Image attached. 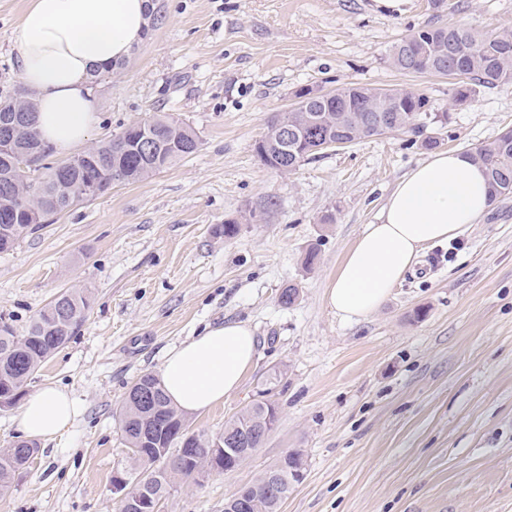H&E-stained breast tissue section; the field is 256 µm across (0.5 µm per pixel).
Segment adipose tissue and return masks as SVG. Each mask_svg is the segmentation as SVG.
Here are the masks:
<instances>
[{
  "mask_svg": "<svg viewBox=\"0 0 512 512\" xmlns=\"http://www.w3.org/2000/svg\"><path fill=\"white\" fill-rule=\"evenodd\" d=\"M147 7L148 0H29L18 27L16 61L45 142L67 150L88 140L96 121L90 79L141 41ZM490 206L479 163L463 151L432 153L396 182L376 221L364 226L347 251L327 293L329 306L349 322L371 315L426 246L455 238ZM256 348L247 323L210 327L168 351L159 379L173 406L200 413L239 388ZM79 414L66 389L45 386L26 396L16 425L22 436L47 442Z\"/></svg>",
  "mask_w": 512,
  "mask_h": 512,
  "instance_id": "1",
  "label": "adipose tissue"
}]
</instances>
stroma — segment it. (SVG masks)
Here are the masks:
<instances>
[{"label":"stroma","mask_w":512,"mask_h":512,"mask_svg":"<svg viewBox=\"0 0 512 512\" xmlns=\"http://www.w3.org/2000/svg\"><path fill=\"white\" fill-rule=\"evenodd\" d=\"M28 2L0 0V90L21 82L14 37ZM160 2L161 20L94 87L90 141L169 113L199 148L0 254V320L16 333L61 289L90 301L75 339L27 384L66 388L81 414L39 443L0 512H116L114 476L136 475L117 407L170 348L232 320L253 328L256 360L189 428L223 432L265 390L278 423L235 471L178 482L161 512H224L294 448L308 472L282 512H512V196L427 247L366 319L344 321L326 300L364 225L429 156L425 138L467 150L512 127V86L458 105L448 77L393 68L391 46L426 24L512 29V0H405L399 13L375 0ZM351 83L419 90L432 118L420 134L327 149L287 173L261 161L256 142L297 90ZM227 221L238 226L229 239Z\"/></svg>","instance_id":"35a3bbf8"}]
</instances>
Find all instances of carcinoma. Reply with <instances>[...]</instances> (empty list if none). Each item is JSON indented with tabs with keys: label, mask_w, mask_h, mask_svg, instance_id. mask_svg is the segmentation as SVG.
<instances>
[{
	"label": "carcinoma",
	"mask_w": 512,
	"mask_h": 512,
	"mask_svg": "<svg viewBox=\"0 0 512 512\" xmlns=\"http://www.w3.org/2000/svg\"><path fill=\"white\" fill-rule=\"evenodd\" d=\"M390 65L405 73H433L454 79L453 99L464 104L482 89L512 85V30L483 34L463 24L424 26L395 42L389 52ZM337 95L315 104L320 115L321 130L332 140L345 139L353 144L377 136L372 124L389 118L393 131L421 132L426 126L427 97L412 89L390 90L368 85L345 84L336 88ZM20 111L34 112L33 103L20 90H7L0 95V120ZM306 113L284 112L273 116L269 124L286 122L292 128L303 126ZM146 132L159 137L156 150L149 156L136 151V145ZM122 143L111 138L89 146L70 158V180L62 185L56 175L59 163L49 161L54 151H44L35 159L36 177L25 197L24 209L16 206L20 192H10L12 161L17 154L38 148L40 138L36 126L28 136L17 142L10 152L0 151V240L16 244L28 232L35 230L33 218L41 223L73 205L71 199L81 186L97 180L107 171L121 183H136L193 155L198 136L188 125L164 114L147 121L129 123L121 132ZM257 154L272 169L287 166L273 149L258 142ZM471 156L485 169L492 198L512 194V129L502 131L493 141L469 149ZM89 309L88 296L66 288L57 293L30 321L25 332L17 335L11 325L0 326V399L3 408L17 404L28 379L41 365L77 335ZM135 384H148L155 392L154 406L146 410L130 399L123 400L117 417L121 437L130 459L142 469L141 476L152 483V494L165 498L177 484L195 469L209 447V438L188 431L182 413L175 409L158 376L144 374ZM278 412L274 401L261 398L224 423L232 428L244 422H257ZM176 452H171V449ZM37 453L34 444L14 443L0 448V498L8 495L16 473L28 456ZM308 467L303 451L282 456L276 464L251 484L255 493L250 512H281L283 503L293 492L297 481L288 465ZM279 472L282 479L277 487L269 486V478Z\"/></svg>",
	"instance_id": "obj_1"
}]
</instances>
